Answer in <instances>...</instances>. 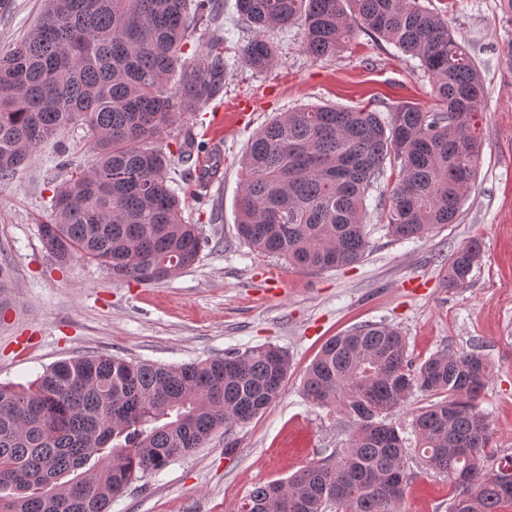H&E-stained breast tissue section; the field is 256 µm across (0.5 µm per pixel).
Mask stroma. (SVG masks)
<instances>
[{
    "label": "stroma",
    "instance_id": "stroma-1",
    "mask_svg": "<svg viewBox=\"0 0 512 512\" xmlns=\"http://www.w3.org/2000/svg\"><path fill=\"white\" fill-rule=\"evenodd\" d=\"M422 2L466 46L485 86L478 178L458 223L423 238L398 241L383 226L377 202L395 184L390 160L366 200L369 248L356 264L301 271L256 253L237 234L241 162L253 134L274 116L325 104L382 113L406 102L437 107L418 59L359 28L334 57L319 61L303 52L300 26L273 32L278 58L262 73L237 62L238 41L226 43L232 64L221 93L152 143L165 153L188 137L205 147L170 169L173 187L190 193L184 218L198 225L205 243L199 262L166 281L119 279L81 258L58 262L44 249L38 226L67 175L58 145L68 147L76 166H90L95 155L82 129L40 145L31 163L0 180V263L9 268L0 289L1 384H28L56 362L93 353L177 366L269 342L291 360L282 396L236 428L234 448H225L223 432L214 433L204 447L115 496L109 512H237L255 486L331 457L353 427L335 410L310 405L302 376L331 336L370 322L398 328L418 362L482 344L493 374L481 408L495 452L512 454V66L503 59L512 15L500 0ZM43 9L44 0H0V50L19 42ZM240 99L257 104L241 126L226 118ZM216 150L221 166L199 186L198 166ZM470 240L481 244L480 263L463 287H446V258ZM405 471L402 512H448L446 477L413 458Z\"/></svg>",
    "mask_w": 512,
    "mask_h": 512
}]
</instances>
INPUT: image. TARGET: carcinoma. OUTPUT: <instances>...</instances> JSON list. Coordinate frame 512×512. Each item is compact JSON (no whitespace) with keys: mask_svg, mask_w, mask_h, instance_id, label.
I'll use <instances>...</instances> for the list:
<instances>
[{"mask_svg":"<svg viewBox=\"0 0 512 512\" xmlns=\"http://www.w3.org/2000/svg\"><path fill=\"white\" fill-rule=\"evenodd\" d=\"M253 35L239 48L256 72L277 45L265 37L301 23L303 52L334 55L359 26L420 62L446 108L413 103L379 112L311 106L281 115L251 140L237 201L239 236L296 268L352 265L368 247L366 198L388 158L398 181L384 223L397 240L453 224L481 163L476 119L481 73L440 15L420 0H235ZM219 17L217 0H45L37 23L0 51V179L28 165L44 142L78 125L97 146L53 190L39 225L59 260L80 257L112 276L152 284L199 260L201 239L169 184L168 158L149 147L222 90L224 43L197 41ZM179 76L181 96L165 85ZM471 240L448 256L445 284L468 282L480 261ZM288 354L272 345L181 366L100 353L62 360L27 387L0 384V512H107L134 480L201 448L219 429L250 422L282 395ZM492 374L480 347L416 363L400 331L366 323L329 339L306 369L303 393L354 425L347 447L284 481L252 490L250 512H401L404 447L389 418L416 391L414 452L454 489L448 512L512 505V455L495 457L479 397Z\"/></svg>","mask_w":512,"mask_h":512,"instance_id":"carcinoma-1","label":"carcinoma"}]
</instances>
